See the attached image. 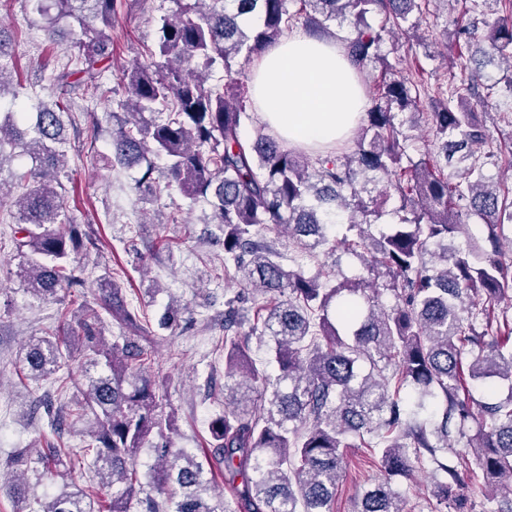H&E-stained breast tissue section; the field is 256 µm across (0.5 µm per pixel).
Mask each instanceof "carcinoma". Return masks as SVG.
Returning a JSON list of instances; mask_svg holds the SVG:
<instances>
[{
  "instance_id": "obj_1",
  "label": "carcinoma",
  "mask_w": 512,
  "mask_h": 512,
  "mask_svg": "<svg viewBox=\"0 0 512 512\" xmlns=\"http://www.w3.org/2000/svg\"><path fill=\"white\" fill-rule=\"evenodd\" d=\"M56 14L44 28L79 27L73 42L81 81L71 83V63L51 78L66 95L90 99L111 68L112 15L118 0H53ZM177 9L157 19L154 61L121 72L122 97L110 99L114 124L111 160L137 166L133 190L178 194L206 201L219 225L224 276L237 291L224 300V414L209 422L202 455L172 447L174 409L165 403V378L151 353L129 339L105 342L106 324L87 305L75 255L95 246L92 231L64 214L59 176L63 168L67 104L42 105L35 117L20 109L0 113V149H22L32 166L15 175L16 223L12 241L21 258L14 275L32 297L62 305L55 325L30 342L22 357L23 385L55 375L80 355L105 371L87 377L68 415L90 425V443L79 458L93 480L73 491L47 493L32 512H131L145 496L147 512H229L212 502L216 473L224 465L238 512H332L345 450L369 448L389 475L409 477L429 461L435 473L436 512L460 504L464 476L482 475L496 487L497 508L512 512V392L471 409L460 393L471 382L512 388V317L490 307L512 305V263L502 251L512 224V192L488 182L497 165L490 128L470 102L483 85V68L499 63L503 90L512 95V0L484 29H456L466 46L485 44L481 57L459 55L448 99L429 113L433 142L443 160L407 153L403 127L424 109L420 92L398 71L367 92L369 104L358 135L315 156L288 146L278 135L244 138L250 119L244 95L245 67L295 28L327 33L347 22L340 47L360 77L383 60L384 36L419 39L422 0H172ZM381 17L377 26L368 16ZM13 48L0 29V101L10 92ZM195 62L198 72L185 65ZM224 82L209 83L213 70ZM164 160L157 169L154 159ZM454 167L447 173L445 168ZM385 175L400 198V223L375 236L371 217L388 191L371 195ZM487 228L484 243L462 249L465 219ZM336 224L347 234L331 235ZM285 233L286 256L266 233ZM345 250L358 256L367 275L339 282L323 271ZM318 261L311 274L305 261ZM102 309L138 329L137 316L120 300L119 285L100 279ZM391 293L386 306L380 296ZM191 312L172 299L160 326ZM270 345L256 364L249 340ZM476 431L466 450L445 463L452 435ZM155 449L140 474L141 449ZM74 460L36 438L17 450L11 469L66 479ZM356 512H404L400 494L386 480L363 491Z\"/></svg>"
}]
</instances>
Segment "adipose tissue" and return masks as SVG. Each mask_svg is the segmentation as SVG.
<instances>
[{
	"mask_svg": "<svg viewBox=\"0 0 512 512\" xmlns=\"http://www.w3.org/2000/svg\"><path fill=\"white\" fill-rule=\"evenodd\" d=\"M252 99L274 131L301 148H320L356 125L364 99L335 40L294 35L252 70Z\"/></svg>",
	"mask_w": 512,
	"mask_h": 512,
	"instance_id": "ef3b65f1",
	"label": "adipose tissue"
}]
</instances>
